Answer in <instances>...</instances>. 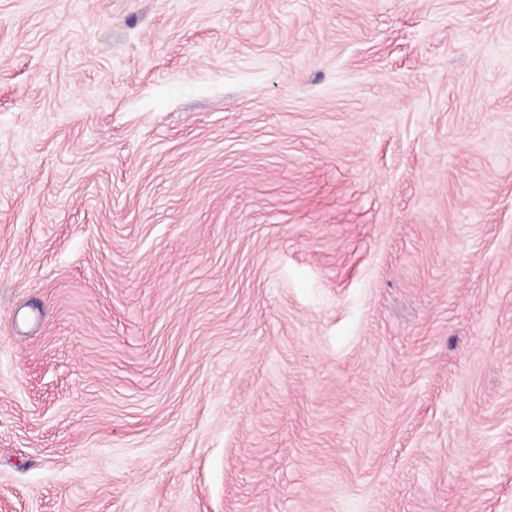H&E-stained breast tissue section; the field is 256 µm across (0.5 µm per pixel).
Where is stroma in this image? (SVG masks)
I'll use <instances>...</instances> for the list:
<instances>
[{
  "mask_svg": "<svg viewBox=\"0 0 512 512\" xmlns=\"http://www.w3.org/2000/svg\"><path fill=\"white\" fill-rule=\"evenodd\" d=\"M0 512H512V0H0Z\"/></svg>",
  "mask_w": 512,
  "mask_h": 512,
  "instance_id": "1",
  "label": "stroma"
}]
</instances>
